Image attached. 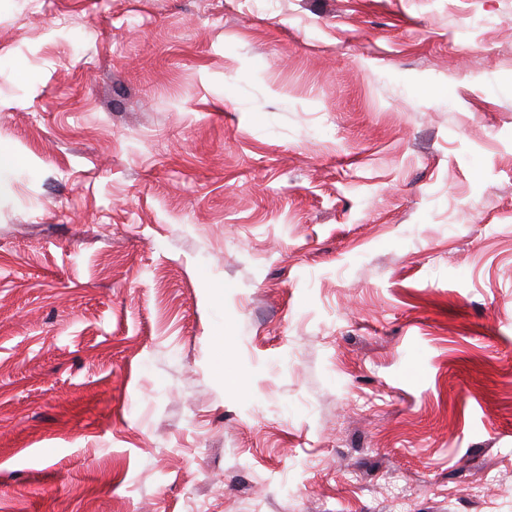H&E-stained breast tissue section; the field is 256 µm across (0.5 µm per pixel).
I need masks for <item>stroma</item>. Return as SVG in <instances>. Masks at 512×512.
I'll return each instance as SVG.
<instances>
[{"instance_id":"obj_1","label":"stroma","mask_w":512,"mask_h":512,"mask_svg":"<svg viewBox=\"0 0 512 512\" xmlns=\"http://www.w3.org/2000/svg\"><path fill=\"white\" fill-rule=\"evenodd\" d=\"M0 512H512V0H0Z\"/></svg>"}]
</instances>
